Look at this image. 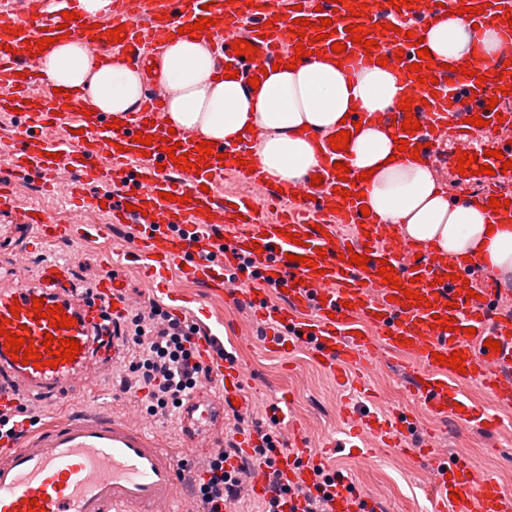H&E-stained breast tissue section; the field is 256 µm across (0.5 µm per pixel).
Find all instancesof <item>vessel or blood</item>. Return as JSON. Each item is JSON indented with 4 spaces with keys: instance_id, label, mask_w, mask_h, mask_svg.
<instances>
[{
    "instance_id": "obj_1",
    "label": "vessel or blood",
    "mask_w": 512,
    "mask_h": 512,
    "mask_svg": "<svg viewBox=\"0 0 512 512\" xmlns=\"http://www.w3.org/2000/svg\"><path fill=\"white\" fill-rule=\"evenodd\" d=\"M78 0H0V112L12 115L13 125L0 131V157L15 176L39 177L45 191L56 188L55 175L69 171L67 198L80 209H104L108 221L79 227L54 223L39 205L17 212L16 223L0 224V244L26 243L29 228L41 238L61 242L86 232L96 240L123 226L137 256L151 276L166 278L171 266H184V276L208 284L233 302L251 307L268 331L272 348H310L322 369L344 380L345 369L371 365L375 352L396 355L411 362L407 387L433 419H454L481 430L496 429L495 415L479 411L460 391L476 381L496 405L512 407V291L493 286L479 263H462L408 243L394 225L376 215L361 213L356 196L342 198L348 184L333 170L349 162L346 150H333L329 135H319L320 158L310 175L291 183H276L262 168L244 165V151L214 146L206 168L186 171L175 157L187 156L192 164L200 155L194 132H170L166 122L167 92L162 84L149 85L137 109L113 123L106 112L84 115L70 95L45 96L37 89L40 57L30 56L28 43L43 36L79 38L95 58L121 55L128 65L147 68L155 52L200 17L213 19L207 34L215 42L217 69L232 66L240 84L274 64L296 58L298 41L310 42L312 51L333 54V43L346 50L336 55L346 74L386 59L397 76L403 95L412 97L411 111L392 105L373 113L374 123L389 128L408 148L418 149L422 162L455 174L463 199L488 206L490 198L503 205L492 213L497 224H512V25L504 18L512 0H412L393 8L388 0H350L335 6L333 0H112L110 14L93 20L78 16ZM365 6L364 16L352 7ZM479 8L475 24L491 19L507 49L492 66L473 62L464 75L439 66L423 68L426 85L410 78L408 67L418 62L417 46L408 33L443 15L445 7ZM71 20H64V12ZM311 23L304 38L292 34L295 20ZM332 21V38L320 40L315 27L321 19ZM387 31H380V24ZM364 25L375 40L366 50L351 44L348 26ZM123 28V39L109 40L108 32ZM245 40L258 50L255 58L236 55L233 44ZM485 83H478V76ZM506 93L495 96L496 88ZM497 98L495 109L486 101ZM421 125L414 135L402 128L405 116ZM483 126L468 124L470 116ZM152 136L149 153H141L135 135ZM174 155H167V147ZM474 156L471 171L457 173V159ZM490 165L492 174H479ZM235 175L256 188V195H222L216 190L225 175ZM321 183H313L314 175ZM291 203L303 218H270L258 206L259 198ZM356 228L342 237L341 225ZM309 234L308 245L289 241V234ZM224 252H217V245ZM368 255L366 268L344 258L345 253ZM315 259V267L301 257ZM392 266L399 286L384 284L378 269ZM282 288V302L266 299L267 283ZM426 304L417 305L416 296ZM44 308L61 306L74 318L69 328H53L33 311L34 299ZM19 314H12L13 305ZM135 309L122 280L101 276L82 286L73 273L69 256L44 258L34 275L16 280L0 274V320L9 330H24L34 347L46 335L77 340L81 351L74 360L51 368L13 360L0 336V419L13 422L10 435L0 438V512H28L27 502L37 499L41 512H185L183 489H196L208 475L210 460L224 446V406L244 402L242 369L224 358L219 337L195 334L198 358L210 368L208 379L198 384L181 410V428L194 453L176 460L158 434L137 427L125 417L99 410L31 426L44 405L82 394L90 386L89 369L109 376L125 359V342L116 328ZM456 319L458 328L446 330L445 320ZM380 329L377 337L368 328ZM475 335H467V328ZM500 344L491 351L489 341ZM463 352V371L436 362V355ZM418 430L411 415L379 418L362 414L352 418L350 434L373 436L381 444L405 447ZM287 449L277 455L275 468L281 485L292 486L309 476L295 453L304 441L289 430ZM430 458V485L435 489V512H512V496L492 477L475 476L463 459L448 462ZM462 492L459 501L451 495ZM327 512H379L374 497L357 490L345 479L328 487Z\"/></svg>"
}]
</instances>
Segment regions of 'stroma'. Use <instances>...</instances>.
<instances>
[{"instance_id": "obj_1", "label": "stroma", "mask_w": 512, "mask_h": 512, "mask_svg": "<svg viewBox=\"0 0 512 512\" xmlns=\"http://www.w3.org/2000/svg\"><path fill=\"white\" fill-rule=\"evenodd\" d=\"M0 182L13 185L19 206L40 202L44 210L60 224L73 223L70 204L43 191L39 179L15 180L7 165L0 164ZM79 251L81 263L74 274L84 281L95 280L109 272L125 280L129 293L139 301H153L170 309L172 301L155 288L140 261L132 255L124 228L113 229L108 238L90 242L75 239L48 246L37 244L36 257ZM171 277L179 286L181 304L208 327L217 330L225 349L244 367V388L255 396L250 408L254 422L269 430L272 418L266 407L278 404L290 415L307 441L328 436L333 448L314 449L329 468L348 477L357 488L373 494L386 512H431L427 492L428 460L418 458L414 448L403 450L377 446L375 439L359 440L357 448L345 443L349 425L342 418V407L350 401L366 402L370 410L384 414H410L421 421L422 434L432 436L436 447L449 457L473 463L478 475H490L512 495V410L498 409L479 383L462 385V392L480 408L498 414L502 425L492 433L470 428L462 422L433 423L402 385L394 364L376 361L365 383L349 379L336 383L324 373L308 348L292 352H272L266 348L265 329L253 310L226 302L223 294L205 286L182 280L179 271Z\"/></svg>"}]
</instances>
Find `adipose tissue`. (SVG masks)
I'll return each mask as SVG.
<instances>
[{"mask_svg": "<svg viewBox=\"0 0 512 512\" xmlns=\"http://www.w3.org/2000/svg\"><path fill=\"white\" fill-rule=\"evenodd\" d=\"M472 29L468 16L453 11L425 27L423 44L433 59L459 64L471 57ZM42 73L52 87L80 90L94 111L116 119L136 108L145 80L121 58L106 63L90 56L76 38L47 53ZM156 76L170 91L166 112L172 128L224 145L249 139L263 170L281 182L297 181L316 165L310 130L332 132L356 110L384 111L401 90L396 76L380 66L350 77L324 57L272 72L251 96L236 79L215 77L205 38L186 34L164 46ZM394 147L390 135L371 122L362 124L351 145L353 171L370 175L365 194L374 214L397 225L409 243L477 260L500 287L512 286V225L492 224L480 205L450 204L432 167L395 154Z\"/></svg>", "mask_w": 512, "mask_h": 512, "instance_id": "ef3b65f1", "label": "adipose tissue"}]
</instances>
